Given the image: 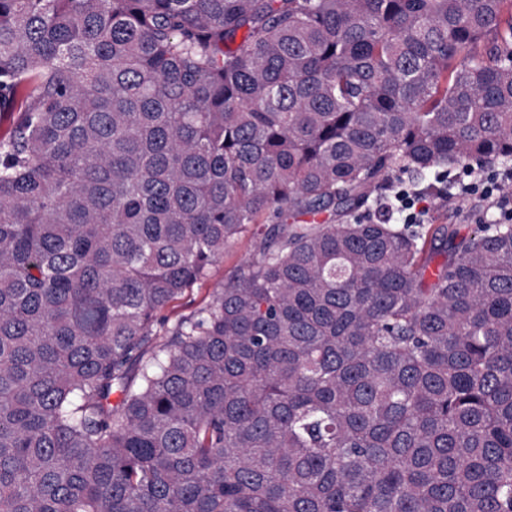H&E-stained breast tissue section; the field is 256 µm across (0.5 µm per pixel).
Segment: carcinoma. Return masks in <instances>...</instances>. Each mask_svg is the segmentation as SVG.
<instances>
[{
  "mask_svg": "<svg viewBox=\"0 0 512 512\" xmlns=\"http://www.w3.org/2000/svg\"><path fill=\"white\" fill-rule=\"evenodd\" d=\"M19 91L0 512H512V224L394 197L512 165V0H0ZM399 215L405 224L434 223L431 212L433 203L431 194H421L403 189L398 193ZM253 240L249 235L236 240L224 251V257L216 261L209 278L201 285L187 291L181 299L175 302L167 314L171 319L203 306L209 301L213 288H221L232 274L235 267L253 252Z\"/></svg>",
  "mask_w": 512,
  "mask_h": 512,
  "instance_id": "1",
  "label": "carcinoma"
}]
</instances>
